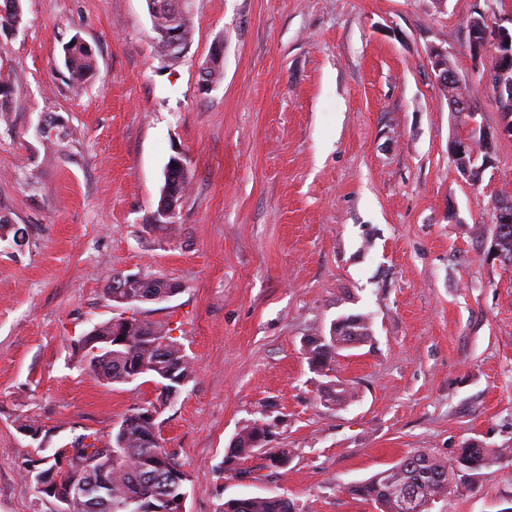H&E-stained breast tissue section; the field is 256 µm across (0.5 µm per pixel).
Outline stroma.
Segmentation results:
<instances>
[{
  "label": "stroma",
  "mask_w": 512,
  "mask_h": 512,
  "mask_svg": "<svg viewBox=\"0 0 512 512\" xmlns=\"http://www.w3.org/2000/svg\"><path fill=\"white\" fill-rule=\"evenodd\" d=\"M486 4L192 0L188 51L165 61L145 0H22L18 30L0 36L13 85L0 218L25 232L19 246L0 239V512H59L25 462L109 440L138 405L159 410L186 512L274 493L297 512H377L349 486L469 443L493 464L432 512L512 506V267L489 253L512 140L480 183L463 177L449 143L466 125L429 59L448 52L495 129L466 28ZM75 36L97 64L79 89L61 63ZM216 47L222 77L205 91ZM50 117L66 131L54 144L36 134ZM173 157L189 188L159 224ZM129 276L178 291L113 303V278ZM349 314L367 316L369 339L341 350L331 376L313 372L307 338ZM124 316L162 324L191 358L176 399L149 377L88 372L84 336ZM333 380L350 398L328 400ZM254 423L269 429L263 447L227 470ZM280 448L287 467H268Z\"/></svg>",
  "instance_id": "1"
}]
</instances>
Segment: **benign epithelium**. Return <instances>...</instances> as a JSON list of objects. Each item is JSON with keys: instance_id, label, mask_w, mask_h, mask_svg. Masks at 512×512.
<instances>
[{"instance_id": "7a95c632", "label": "benign epithelium", "mask_w": 512, "mask_h": 512, "mask_svg": "<svg viewBox=\"0 0 512 512\" xmlns=\"http://www.w3.org/2000/svg\"><path fill=\"white\" fill-rule=\"evenodd\" d=\"M468 29L469 52L474 60L475 73L481 75V79L490 86L495 104L499 105L505 99L512 101V15L502 17L489 10H480L472 18ZM166 41L167 48L163 58L177 60L185 55L188 43L183 38L180 20L170 23ZM431 59L436 83L447 91L451 111L459 113L466 123V133L451 143V155L464 177L472 182H479L483 173L493 164V160L481 155L480 145L499 137L512 139V113H501V123L496 131L485 130L477 124L479 109L471 98L467 82L448 62V53L433 51ZM491 211L494 223L511 224L512 198L504 196L500 200L494 199L491 202ZM138 282L147 288L145 298L151 301H161L177 291V286L169 281L165 282L166 292L162 294L153 292L152 279L140 277ZM38 489L57 496L62 504L72 494L70 489L62 490L58 479L51 475L40 479Z\"/></svg>"}]
</instances>
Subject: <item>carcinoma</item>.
<instances>
[{
  "label": "carcinoma",
  "instance_id": "obj_1",
  "mask_svg": "<svg viewBox=\"0 0 512 512\" xmlns=\"http://www.w3.org/2000/svg\"><path fill=\"white\" fill-rule=\"evenodd\" d=\"M22 22L21 0H0V31L13 32ZM169 13L155 16L152 25L156 53L164 49L162 32L168 28ZM63 65L78 88L93 74L95 57L92 49L70 39L63 46ZM12 94L10 73L0 71V113L9 111ZM501 262L512 265V223L496 233ZM354 334H345L331 325L327 336H312L305 343V355L310 368L324 376L332 370L339 350L354 340L366 341L370 327L365 316L353 315ZM126 346L112 350V359L98 358L93 346L85 343L88 368L100 380L108 383H127L129 378L150 376L162 385V391L181 389L194 374L191 360L181 345L168 336L160 325L132 319L125 331ZM156 419H146L138 407L130 408L118 429L99 452L98 472L88 475L77 464L65 469L59 457L54 462L42 457L26 468L27 477L35 481L41 475L53 473L61 482L74 487L82 484L73 499L71 512H176L180 485L176 474L180 466L165 452L159 442ZM269 429L253 424L242 428L229 448L225 463L249 456L262 446ZM489 450L474 444L459 449L456 459L443 462L435 456L417 451L401 458L395 465L392 479L406 486L420 500L446 499L471 490L469 478L491 466ZM356 499L372 502L377 512H400L399 502L390 485L372 476L348 488ZM219 512H295L294 504L279 494L264 497L234 498L221 505Z\"/></svg>",
  "mask_w": 512,
  "mask_h": 512
}]
</instances>
